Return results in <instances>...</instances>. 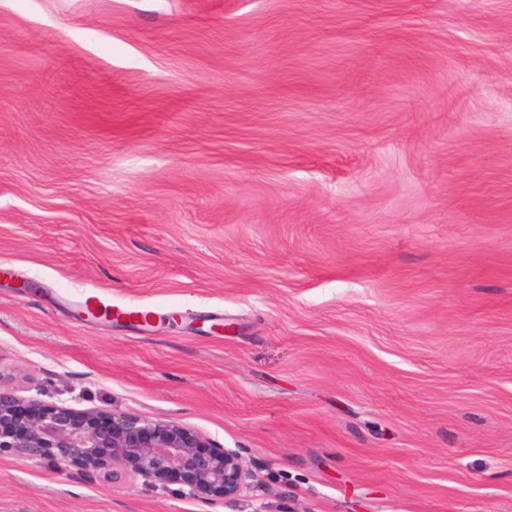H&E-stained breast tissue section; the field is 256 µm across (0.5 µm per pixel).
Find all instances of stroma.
<instances>
[{
    "instance_id": "obj_1",
    "label": "stroma",
    "mask_w": 512,
    "mask_h": 512,
    "mask_svg": "<svg viewBox=\"0 0 512 512\" xmlns=\"http://www.w3.org/2000/svg\"><path fill=\"white\" fill-rule=\"evenodd\" d=\"M0 386L252 472L0 512H512V0H0Z\"/></svg>"
}]
</instances>
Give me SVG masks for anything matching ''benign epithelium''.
<instances>
[{"instance_id": "1", "label": "benign epithelium", "mask_w": 512, "mask_h": 512, "mask_svg": "<svg viewBox=\"0 0 512 512\" xmlns=\"http://www.w3.org/2000/svg\"><path fill=\"white\" fill-rule=\"evenodd\" d=\"M49 460L89 478L117 483L142 478L187 498L224 501L248 488L242 456L173 420H149L104 409L49 405L0 389V451Z\"/></svg>"}]
</instances>
